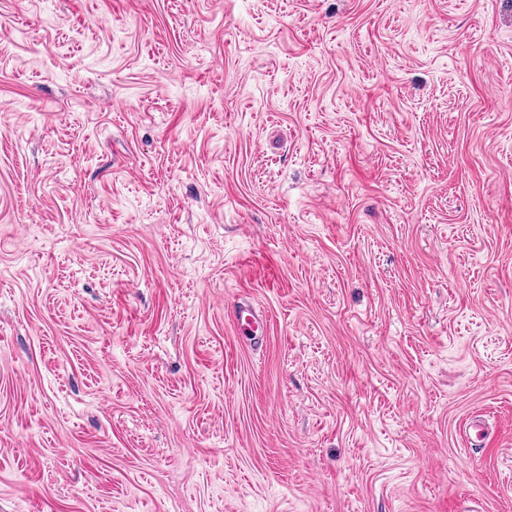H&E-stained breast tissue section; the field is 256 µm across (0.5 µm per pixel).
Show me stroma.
I'll use <instances>...</instances> for the list:
<instances>
[{
    "label": "stroma",
    "mask_w": 512,
    "mask_h": 512,
    "mask_svg": "<svg viewBox=\"0 0 512 512\" xmlns=\"http://www.w3.org/2000/svg\"><path fill=\"white\" fill-rule=\"evenodd\" d=\"M1 101L0 512H512V0H0ZM236 321V327L238 328V332L246 335L250 333H254L258 329V324L261 322L262 324L266 322L263 314L256 309H245L242 306L239 309L234 310Z\"/></svg>",
    "instance_id": "obj_1"
}]
</instances>
